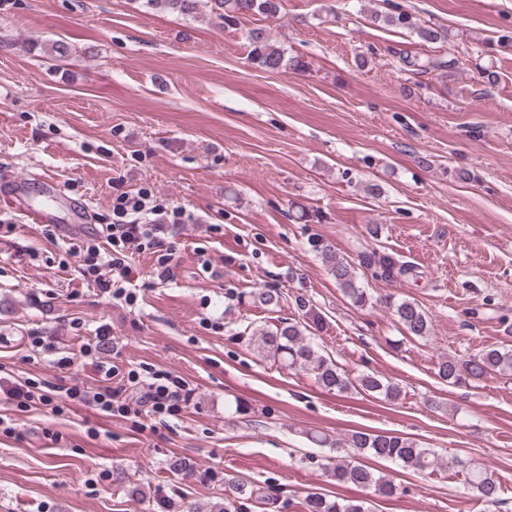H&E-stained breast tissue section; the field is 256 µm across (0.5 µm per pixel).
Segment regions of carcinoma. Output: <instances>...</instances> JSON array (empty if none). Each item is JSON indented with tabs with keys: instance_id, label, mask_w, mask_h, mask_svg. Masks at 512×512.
<instances>
[{
	"instance_id": "cac0c4a2",
	"label": "carcinoma",
	"mask_w": 512,
	"mask_h": 512,
	"mask_svg": "<svg viewBox=\"0 0 512 512\" xmlns=\"http://www.w3.org/2000/svg\"><path fill=\"white\" fill-rule=\"evenodd\" d=\"M280 0H215L220 10L218 18L227 28H236L246 22L263 17H273L280 9ZM152 8L171 10L180 15L192 16L200 7V0H147ZM383 22L416 31L424 42L435 43L442 38L439 29L417 21L411 14L393 6ZM248 57L258 67L271 72L281 70H300L304 62L295 56L288 57L284 49L272 41L269 33L262 27L249 28ZM406 67H416L421 72L439 71L446 73L451 64L437 58L417 60L404 57ZM321 255L328 272L332 275L343 295L352 305L362 307L369 301L365 289L357 286L354 268L341 254L328 243L313 244ZM377 263L382 274L387 277H407L414 267L401 263L389 255L370 256L366 264ZM249 303L265 309L280 307L283 293L276 288H255L247 292ZM394 315L406 332L423 338L429 332V318L426 312L414 301L400 300L393 304ZM257 352L271 358L290 369H299L313 375L316 383L328 391L344 393L357 386L363 392L381 396L390 402H396L404 396L399 383L384 380L375 374H362L350 378L346 370L331 357L321 353L315 343L307 337V323L295 320H281L279 324L263 329L259 335L251 337ZM512 376V349L506 347H486L467 356L448 355L438 364V376L448 384L457 385L466 381H482L491 376ZM307 439L319 447L336 449V457L325 465V469L336 482L372 488L384 495H393L397 486L383 476L377 475L372 467L349 454L341 453L343 448H351L359 453L397 463L406 468L423 472L436 467H445L464 477L467 489L478 500L488 505L502 503L503 489L498 480L485 468L473 460L460 456L448 459L439 457L431 448L421 446L416 440L388 431H355L343 440L333 441L329 437L309 433ZM225 484L232 490L234 498L224 499V506H212L208 511L194 505L189 512H237L235 501L249 500L261 495V489L253 484L234 477L225 478ZM305 512H369L366 501L360 499L329 498L319 492H310L304 499Z\"/></svg>"
}]
</instances>
